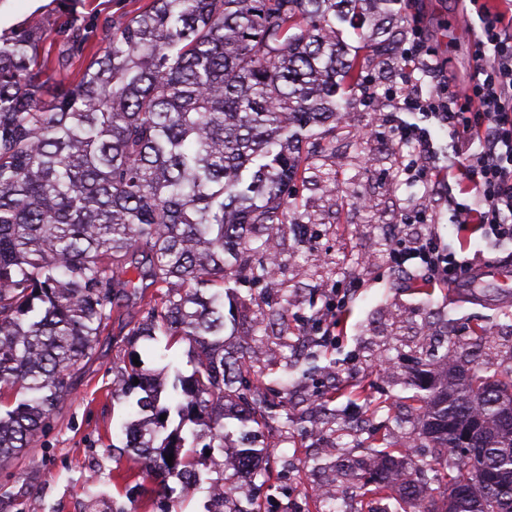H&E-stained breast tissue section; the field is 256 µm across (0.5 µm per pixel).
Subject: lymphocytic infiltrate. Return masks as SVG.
<instances>
[{"mask_svg":"<svg viewBox=\"0 0 512 512\" xmlns=\"http://www.w3.org/2000/svg\"><path fill=\"white\" fill-rule=\"evenodd\" d=\"M481 21L471 32L475 72L466 85L444 77L433 58L424 57L427 36L416 29L407 56H423V75L429 78V92H407L402 106L420 114L422 123L396 126L400 140L414 144L416 161L431 170L454 173L472 194L474 203L449 196L453 224L461 231H479L495 240L512 242V0L505 9H493L488 0H468ZM447 129L454 153L440 158L436 153L427 121ZM398 271L422 275L432 283L455 284L468 278L471 260L439 237L427 233L414 238L392 235L388 250Z\"/></svg>","mask_w":512,"mask_h":512,"instance_id":"f902f5d3","label":"lymphocytic infiltrate"}]
</instances>
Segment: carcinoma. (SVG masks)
I'll list each match as a JSON object with an SVG mask.
<instances>
[{
  "instance_id": "carcinoma-1",
  "label": "carcinoma",
  "mask_w": 512,
  "mask_h": 512,
  "mask_svg": "<svg viewBox=\"0 0 512 512\" xmlns=\"http://www.w3.org/2000/svg\"><path fill=\"white\" fill-rule=\"evenodd\" d=\"M407 0H148L112 18L104 46L49 103L40 31L0 41V469L32 448L124 299L141 338L195 346L192 374L165 382L136 369L142 418L120 426L124 452L171 493L172 473L202 483L201 434L155 441L164 421L205 418L209 450L238 430V461L256 467L264 432L293 419L266 398L263 370L224 353V292L266 277L250 258L254 224L277 235L312 223L285 189L333 158L338 116L374 98L364 72L395 52ZM371 31H363L364 27ZM441 375L411 384L418 438L440 470L380 451L371 493L402 479L412 512H512V366L466 368L458 345ZM254 380L246 393L242 377ZM139 383H134V380ZM472 432V448L458 433ZM173 454V465L166 456ZM445 483L437 495L432 485ZM209 512H259L232 497Z\"/></svg>"
}]
</instances>
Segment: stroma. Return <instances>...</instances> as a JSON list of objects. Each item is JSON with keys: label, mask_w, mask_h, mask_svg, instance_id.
I'll list each match as a JSON object with an SVG mask.
<instances>
[{"label": "stroma", "mask_w": 512, "mask_h": 512, "mask_svg": "<svg viewBox=\"0 0 512 512\" xmlns=\"http://www.w3.org/2000/svg\"><path fill=\"white\" fill-rule=\"evenodd\" d=\"M146 0H0V36L9 38L40 25V54L49 61L46 93H54L63 75L56 62L70 53L67 32L80 28L86 41L83 62H90L108 33L112 16L132 13ZM421 18L402 19L401 48H408L414 26H423L429 44L448 75L457 82L473 74L472 51L466 37L454 28H478L479 19L465 0H426ZM396 110L359 107L344 115L346 133L335 141L336 165L343 171L341 185L311 172L297 184L301 203L310 207L315 222L308 235L287 231L277 238L280 261L274 282L255 281L240 287L238 295L224 297V349L253 356L255 348H271L264 358L267 383L286 382L281 396L296 426L288 440L267 433L269 452L259 460L268 481L235 469L234 449L198 458L203 477L224 474L231 478L238 499L260 502L263 512H396L397 485L380 495L369 494L352 477L377 462L376 449L392 446L417 460L430 458L429 449L410 437V424H397L403 415L402 397L408 384L421 375L422 353H444L448 335L468 341L470 329L485 325L490 341L478 362L495 372L512 365V297L502 298L495 283L483 289L435 288L432 298L412 292L409 282L398 281L387 258V235L392 228L415 237L428 231L444 240L458 238L444 199L448 181L430 175H403L391 184V163L385 149H394ZM461 239V238H458ZM466 256L486 268H512V243H500L479 234L461 239ZM355 254L363 263L357 270L359 291L347 306L346 321L336 337L324 344V355L307 375L287 371L285 356L306 361L308 343L316 341L314 316L322 312L324 291L344 286L347 274L328 270L344 256ZM293 303L281 309V293ZM133 314L112 318L113 335L97 345L81 371L72 399L56 415L50 430L36 447L25 449L0 470V486L8 499L0 512H207L206 487L189 496L180 493L178 479H169V500H162L139 464L121 457L125 444L114 425L133 420V398L116 394L122 370L139 360L143 371L163 373L168 363L190 373L192 346L181 341L142 339L127 346L117 331L133 321ZM266 336H259L257 322ZM287 330L292 349L276 345L280 330ZM334 396L336 422H348L349 433L336 431L319 408L323 397ZM329 483L336 490L332 501L320 498L315 488Z\"/></svg>", "instance_id": "35a3bbf8"}]
</instances>
